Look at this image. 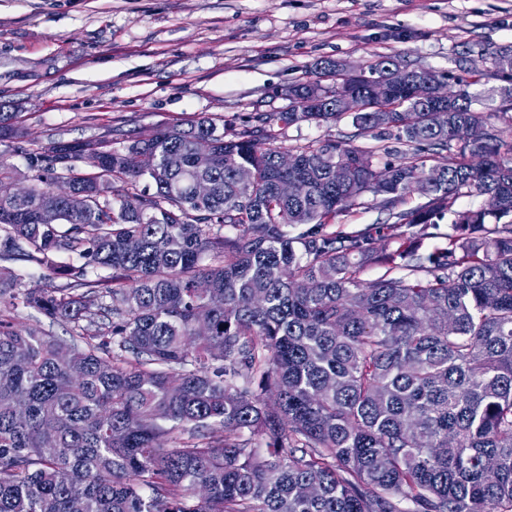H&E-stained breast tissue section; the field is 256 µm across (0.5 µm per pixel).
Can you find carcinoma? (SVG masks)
Segmentation results:
<instances>
[{
    "mask_svg": "<svg viewBox=\"0 0 512 512\" xmlns=\"http://www.w3.org/2000/svg\"><path fill=\"white\" fill-rule=\"evenodd\" d=\"M491 61L512 73V48ZM399 68L409 83L371 100ZM318 74L239 130L20 147L33 184L0 197V261L78 265L61 288L0 270V512H512V157L488 122L512 87L487 116L464 78L434 111L424 69L389 57ZM349 93L364 111L339 110ZM347 116L395 145L308 144L280 167L271 125ZM366 191L393 211L392 249L332 229ZM446 216L447 245L420 252ZM368 265L384 273L365 286ZM20 307L69 338L17 328Z\"/></svg>",
    "mask_w": 512,
    "mask_h": 512,
    "instance_id": "cac0c4a2",
    "label": "carcinoma"
}]
</instances>
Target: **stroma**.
Segmentation results:
<instances>
[{
  "instance_id": "1",
  "label": "stroma",
  "mask_w": 512,
  "mask_h": 512,
  "mask_svg": "<svg viewBox=\"0 0 512 512\" xmlns=\"http://www.w3.org/2000/svg\"><path fill=\"white\" fill-rule=\"evenodd\" d=\"M512 45V0H0V110L20 113L25 141L110 139L212 117L226 129L284 112L286 89L317 64L365 69L378 57L443 74L483 72ZM281 151L357 140L350 119L275 124ZM382 199L363 193L337 229L394 231Z\"/></svg>"
}]
</instances>
